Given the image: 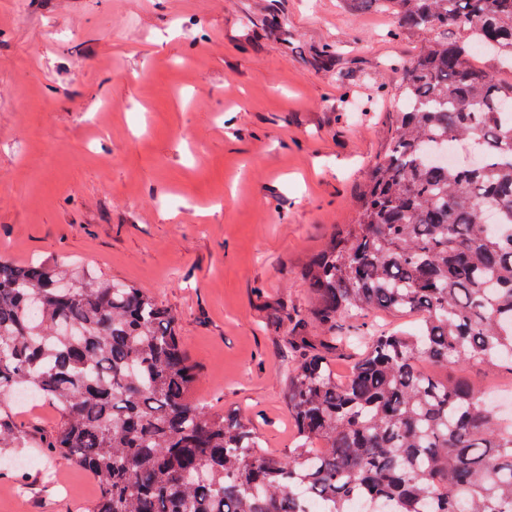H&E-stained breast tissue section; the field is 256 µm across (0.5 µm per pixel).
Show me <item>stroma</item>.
Segmentation results:
<instances>
[{"label": "stroma", "instance_id": "1", "mask_svg": "<svg viewBox=\"0 0 512 512\" xmlns=\"http://www.w3.org/2000/svg\"><path fill=\"white\" fill-rule=\"evenodd\" d=\"M423 44L345 0H0V257L145 288L180 317L197 397L287 455L301 268L353 222L394 134L390 64ZM444 373L512 393L504 368ZM25 463L51 488L0 466V512H90L96 477L35 450Z\"/></svg>", "mask_w": 512, "mask_h": 512}]
</instances>
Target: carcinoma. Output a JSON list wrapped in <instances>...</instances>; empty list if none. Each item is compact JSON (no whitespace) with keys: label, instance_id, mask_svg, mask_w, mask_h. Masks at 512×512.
Returning <instances> with one entry per match:
<instances>
[{"label":"carcinoma","instance_id":"obj_1","mask_svg":"<svg viewBox=\"0 0 512 512\" xmlns=\"http://www.w3.org/2000/svg\"><path fill=\"white\" fill-rule=\"evenodd\" d=\"M428 39L391 64L394 136L355 222L305 266L310 302L284 356L294 450L194 400L178 315L143 288L58 262L0 260V458L15 448L101 483L93 512H512V424L466 380L421 363L512 371V0H360ZM467 33L450 43L435 32ZM477 164L446 160L448 148ZM495 204L500 228L490 227ZM418 315L389 331L370 315ZM350 351L345 380L329 354ZM61 421L21 423L19 394Z\"/></svg>","mask_w":512,"mask_h":512}]
</instances>
